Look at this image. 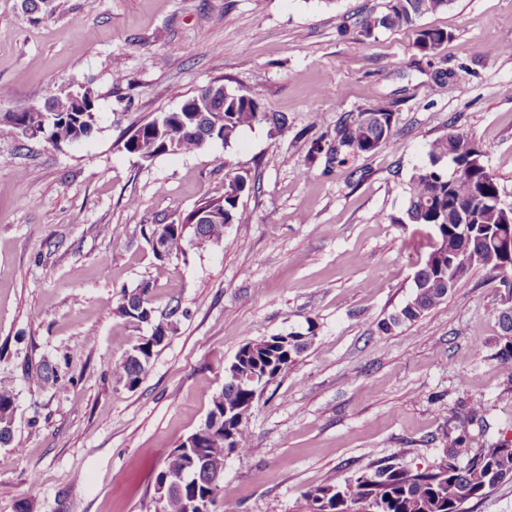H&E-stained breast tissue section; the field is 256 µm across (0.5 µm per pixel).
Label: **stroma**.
Returning a JSON list of instances; mask_svg holds the SVG:
<instances>
[{"instance_id": "stroma-1", "label": "stroma", "mask_w": 512, "mask_h": 512, "mask_svg": "<svg viewBox=\"0 0 512 512\" xmlns=\"http://www.w3.org/2000/svg\"><path fill=\"white\" fill-rule=\"evenodd\" d=\"M21 3L0 0V113L86 87L100 131L55 146L0 124V383L17 393L0 512H159L156 475L239 348L309 329L307 349L258 390L214 512H304V492L380 461L435 466L475 404L471 451L512 440L495 274L473 268L417 322L379 327L411 299L428 250L401 218L434 140H475L512 204V0L421 17L449 34L433 56L411 29L358 36L385 0H57L39 21ZM216 80L265 120L150 162L125 150L134 124ZM376 97L393 103L389 145L332 169L310 157ZM228 173L247 181L238 223L157 260L146 224L185 215ZM144 281L154 307L176 300L187 315L130 389L111 366L147 330L115 309ZM43 364L61 383L29 388Z\"/></svg>"}]
</instances>
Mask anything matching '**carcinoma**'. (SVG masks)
Returning a JSON list of instances; mask_svg holds the SVG:
<instances>
[{"mask_svg":"<svg viewBox=\"0 0 512 512\" xmlns=\"http://www.w3.org/2000/svg\"><path fill=\"white\" fill-rule=\"evenodd\" d=\"M451 0H387L385 10L369 13L358 24V35L371 37L380 30L413 27L424 15L448 8ZM31 14L54 12V0H22ZM448 41L442 29H417L416 49L424 55H434ZM217 91L210 86L200 89L186 99L192 113L182 116L163 115L137 126L125 139L127 152L144 161L163 154H182L199 149L205 140L233 141L241 128L261 120L258 102L237 90ZM45 112H25L22 117L37 120L44 127V139L56 146L87 141L100 131L95 100L88 89L52 98L43 105ZM391 105L375 99L357 113L349 114L336 124L325 146L327 163L339 164L349 157L371 153L387 145L391 138ZM430 165L419 169L412 177V193L402 218L404 224L423 226L434 233L430 250L414 276V292L397 313L381 324L390 331L404 323H414L425 312L441 304L457 282H448V260L455 259L501 275L504 273L494 235L504 224L512 225V208L495 202L499 186L482 162V150L470 137L452 132L435 140L428 152ZM448 160L461 169L448 175L443 161ZM247 186L241 176L224 179V185L201 199L185 216L172 220L156 219L148 226V241L163 240L165 255L187 256L186 248L194 244H217L224 229L237 221L238 202ZM476 224L473 238L460 234L463 223ZM150 282L123 293L115 314L131 322L155 328V335L167 336L174 330L180 305L169 304L162 312L149 299ZM501 335L496 341L495 357L503 366L512 367V297H502L498 313ZM292 343L284 348L275 337L269 336L245 343L225 369L224 387L212 398V407L224 406L233 416L234 447H224V426L214 427L204 421L211 433L202 448L177 447L165 460L156 476L157 489L165 479L182 481V490L159 495L160 512H185V501L191 496L214 500L218 484L214 476L224 471V459L233 452H244L247 443L243 424L252 407L253 392L246 389L242 379L256 373L268 372L272 379L288 368L294 357L301 354L308 340L300 333H290ZM161 345L142 338V341L112 365L117 380L129 388L135 387L146 373L154 348ZM58 381L55 368L45 364L28 376L32 387H42ZM16 394L0 386V445L12 440L16 409ZM479 410L471 409L461 423L456 437H448L446 459L424 471L413 470L398 463L376 466L336 486H319L304 493L306 512H461L465 502L483 495L484 491L512 480V440L489 444L459 464L467 451L466 424L478 417Z\"/></svg>","mask_w":512,"mask_h":512,"instance_id":"carcinoma-1","label":"carcinoma"}]
</instances>
